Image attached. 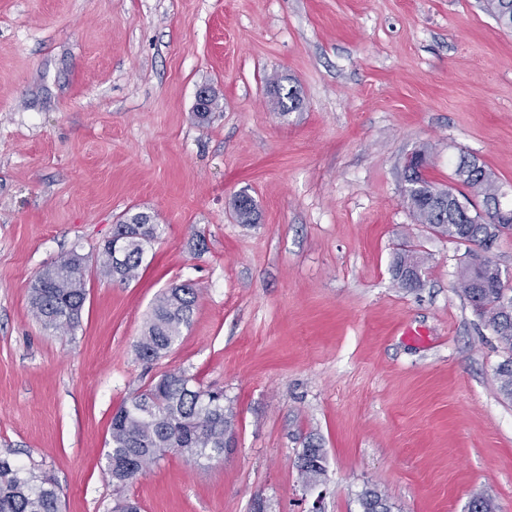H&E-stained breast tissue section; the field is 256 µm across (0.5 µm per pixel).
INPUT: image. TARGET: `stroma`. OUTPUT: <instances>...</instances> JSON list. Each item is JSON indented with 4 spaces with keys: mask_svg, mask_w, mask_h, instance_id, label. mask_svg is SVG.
<instances>
[{
    "mask_svg": "<svg viewBox=\"0 0 512 512\" xmlns=\"http://www.w3.org/2000/svg\"><path fill=\"white\" fill-rule=\"evenodd\" d=\"M421 148L438 184L477 159L512 209V30L483 0H0V453L52 474L61 512L119 493L141 512H362L371 488L391 512H466L476 491L512 512L508 353L456 290L465 246L406 205ZM242 190L258 223L235 219ZM128 212L160 233L122 283L97 259ZM405 246L426 258L413 289L392 273ZM73 250L87 299L62 334L30 288ZM182 282L189 328L141 361ZM172 371L223 389L235 445L115 490L112 415ZM198 296L191 283L172 285L158 297L150 321L135 347L140 359L152 362L172 349L189 327ZM325 452L320 443L308 442L298 457V471L308 485L321 481L325 475Z\"/></svg>",
    "mask_w": 512,
    "mask_h": 512,
    "instance_id": "obj_1",
    "label": "stroma"
}]
</instances>
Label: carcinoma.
Wrapping results in <instances>:
<instances>
[{
	"instance_id": "1",
	"label": "carcinoma",
	"mask_w": 512,
	"mask_h": 512,
	"mask_svg": "<svg viewBox=\"0 0 512 512\" xmlns=\"http://www.w3.org/2000/svg\"><path fill=\"white\" fill-rule=\"evenodd\" d=\"M497 23L512 29V0H484ZM299 92L290 87L277 96L283 112L297 108ZM455 177L469 193L452 186L442 188L415 171L407 175L405 200L417 223L451 240L468 244L467 260L457 270L462 296L479 311L509 357L498 364L495 375L500 393L512 401V276L491 257L482 260L475 248L490 251L501 233L512 230V214L503 220L480 213L471 196L483 204L498 199L499 187L485 167L461 158ZM241 224L256 222L253 200L234 205ZM118 225L129 227L123 262L112 263L113 242L100 251L102 268L112 278L130 282L139 274L146 245L157 237V225L144 212L124 216ZM425 258L414 249H400L394 261V277L402 288L420 286ZM85 258L76 252L48 266L31 288L30 308L46 330L69 332L79 325L87 293ZM198 296L191 283L173 285L158 297L150 321L136 343L140 359L152 362L172 349L189 327ZM234 431L231 414L224 411V391L193 384L185 373L169 372L154 385L134 395L113 416L110 426L108 475L120 489L164 456L175 452L191 460L224 457V437ZM298 471L308 485L325 475V452L308 442L298 457ZM362 512H390L387 500L375 489L361 495ZM0 512H60L52 478L20 465L9 452L0 453ZM468 512H496L493 500L481 492L471 495Z\"/></svg>"
}]
</instances>
